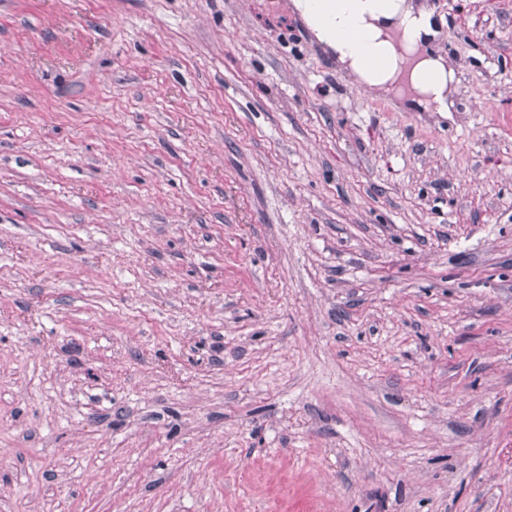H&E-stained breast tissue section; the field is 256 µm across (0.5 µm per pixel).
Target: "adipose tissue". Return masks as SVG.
I'll use <instances>...</instances> for the list:
<instances>
[{
    "label": "adipose tissue",
    "instance_id": "1",
    "mask_svg": "<svg viewBox=\"0 0 512 512\" xmlns=\"http://www.w3.org/2000/svg\"><path fill=\"white\" fill-rule=\"evenodd\" d=\"M291 8L358 83L427 112L449 111L455 76L430 50L436 23L416 0H336L329 12L292 0Z\"/></svg>",
    "mask_w": 512,
    "mask_h": 512
}]
</instances>
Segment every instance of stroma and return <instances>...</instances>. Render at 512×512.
Wrapping results in <instances>:
<instances>
[{
  "label": "stroma",
  "mask_w": 512,
  "mask_h": 512,
  "mask_svg": "<svg viewBox=\"0 0 512 512\" xmlns=\"http://www.w3.org/2000/svg\"><path fill=\"white\" fill-rule=\"evenodd\" d=\"M453 112L290 0H0V512H512V0Z\"/></svg>",
  "instance_id": "35a3bbf8"
}]
</instances>
